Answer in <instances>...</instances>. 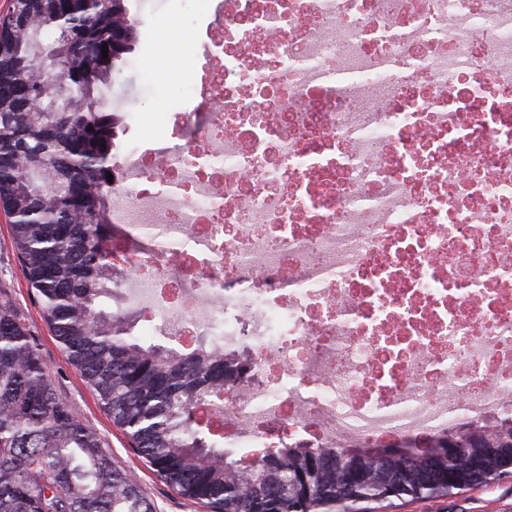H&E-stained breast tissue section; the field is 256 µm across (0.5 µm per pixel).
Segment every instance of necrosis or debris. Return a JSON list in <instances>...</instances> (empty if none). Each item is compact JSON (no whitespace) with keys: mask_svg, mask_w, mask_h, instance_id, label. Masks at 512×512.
Segmentation results:
<instances>
[{"mask_svg":"<svg viewBox=\"0 0 512 512\" xmlns=\"http://www.w3.org/2000/svg\"><path fill=\"white\" fill-rule=\"evenodd\" d=\"M196 107L127 145L136 333L236 354L225 447L512 414V0H206Z\"/></svg>","mask_w":512,"mask_h":512,"instance_id":"obj_1","label":"necrosis or debris"}]
</instances>
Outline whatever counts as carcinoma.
<instances>
[{
    "instance_id": "cac0c4a2",
    "label": "carcinoma",
    "mask_w": 512,
    "mask_h": 512,
    "mask_svg": "<svg viewBox=\"0 0 512 512\" xmlns=\"http://www.w3.org/2000/svg\"><path fill=\"white\" fill-rule=\"evenodd\" d=\"M128 0H12L0 17V209L12 245L68 361L133 450L181 497L208 512H368L366 504L438 498L512 474V416L437 438L443 458L369 461L352 450L271 448L245 463L194 412L224 398L235 355L185 352L136 336L112 309L118 287L107 233L117 113L89 105L134 50ZM108 45V57L102 46ZM64 70L70 101L40 85ZM43 97L51 112L31 111ZM0 512H153L98 435L60 397L24 323L0 302Z\"/></svg>"
}]
</instances>
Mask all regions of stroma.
<instances>
[{
    "label": "stroma",
    "mask_w": 512,
    "mask_h": 512,
    "mask_svg": "<svg viewBox=\"0 0 512 512\" xmlns=\"http://www.w3.org/2000/svg\"><path fill=\"white\" fill-rule=\"evenodd\" d=\"M128 8L139 30L138 43L100 92L111 97L113 111L143 112L150 116V123L136 130L137 137L149 139L154 135L153 122L161 121L165 113L192 107L190 101L177 96L169 86L168 74L176 69L188 79L194 72L193 54L202 4L200 0H129ZM161 41L169 44V51L158 50ZM1 300L11 302L24 321L48 366L58 395L69 401L79 419L97 433L113 465L135 478L155 512H204L202 506L183 499L163 483L133 452L125 433L113 424L79 372L67 361L25 278L11 244L8 220L0 213ZM384 512H512V475L448 497L405 501L385 508Z\"/></svg>",
    "instance_id": "stroma-1"
}]
</instances>
